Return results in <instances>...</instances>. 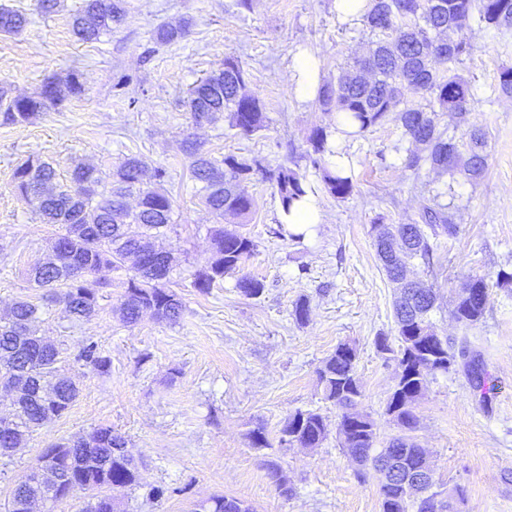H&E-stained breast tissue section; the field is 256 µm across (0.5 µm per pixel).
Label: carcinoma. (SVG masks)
Returning a JSON list of instances; mask_svg holds the SVG:
<instances>
[{"mask_svg": "<svg viewBox=\"0 0 512 512\" xmlns=\"http://www.w3.org/2000/svg\"><path fill=\"white\" fill-rule=\"evenodd\" d=\"M478 14L484 27L503 35L512 30V0H372L363 22L377 36L369 56L354 62L334 79L323 81L318 102L323 112H338L352 133L361 134L395 115L402 135L415 150L405 160L407 168L418 174L432 170L459 173L470 182L479 179L487 168L486 134L469 129L468 115L474 88L456 72L461 57L472 47L466 38L447 41L443 35L460 27L463 20ZM124 0H84L72 20V33L82 41L98 40L122 23ZM29 23L18 10L0 7V34L20 31ZM189 24L161 25L154 40L170 44L182 40ZM247 73L234 56L224 58L219 71L205 77L189 92L188 107L194 124H214L229 119V127L242 137H250L264 128L265 116L260 101L246 91ZM409 90L421 94L423 102L412 104L405 99ZM85 91L82 74L70 71L65 77L50 76L30 95H14L0 85V125L23 126L40 114L56 110L73 96ZM448 113L455 127L465 128L459 139L440 126L438 113ZM332 127L317 126L308 137L309 158L322 171L327 191L344 198L353 190L352 178L337 172L326 156ZM189 162L192 178L200 184L201 204L216 219L207 228L212 256L208 265L192 274L191 284L207 293L224 277L239 272L254 253L256 244L249 236L224 230V215L247 218L255 208L248 184L255 175L273 184L281 209L289 212L312 192L305 177L288 166L266 169L251 165L233 154L219 158L189 138L181 145ZM13 178L22 201L42 223L59 224L51 253L29 272L35 287L45 289V301L59 302L76 320L90 319L105 310L103 293L107 284L97 280V273L109 267L125 268L132 261L131 274L120 282L123 288L116 307L120 320L135 325L149 312L159 321L172 322L180 317L183 305L171 289V276L178 257L162 245L167 234L175 231L173 204L164 189L170 179L167 167H148L137 156H130L110 171L70 163L65 178H58L55 163L29 157L14 170ZM138 198L137 206L127 203ZM380 228L375 242L377 255L387 278L403 282L400 296L393 305L396 339L399 349L381 335L375 345L383 354L392 355L403 375L387 402V414L403 430H413L418 422L415 405L427 390L429 379L438 371H448V362L462 359L471 381L485 387L481 364L470 359V341L463 336L450 342L438 336L429 319L436 302L433 285L423 279L405 280V265L418 261L424 272L434 266V247L430 238L457 235L458 225L452 215L435 203L423 205L420 222L414 224L372 225ZM235 287L246 296L264 290L262 281L248 276L236 280ZM478 289L467 300H460L452 314L464 329L477 324L484 316L488 282L473 277L466 284ZM48 307L31 300L14 304L10 316L0 320V384L19 388L14 400L11 426L0 430V457L24 447L37 429L61 418L79 396L73 379L59 368L61 349L44 341L39 324ZM418 337L424 347L443 352L442 364L428 365L421 350L406 345L408 337ZM80 357L96 370L106 372L111 360L97 352L95 343L86 344ZM356 361L343 352L342 346L325 359L318 369L319 383L326 399L345 409L337 425L342 447L351 451L361 466L380 470L381 463L396 461L415 467L427 459L424 449L411 437L399 435L377 448L376 423L366 414L351 413L362 396L356 375ZM290 438L304 448H315L327 438L324 417L315 411L297 410L285 421L280 439ZM60 468V493L52 497L50 509L66 500L65 491H98L94 503L83 512H115L121 496L138 482V469L128 452L124 435L110 426L98 427L86 436L57 442L46 448L39 461ZM268 475L280 494L290 496L293 489L281 465L274 459L266 463ZM404 476L380 485L381 512H427V501L399 485ZM438 482L430 479L426 490L436 500V512H456L451 500L440 498ZM48 490L38 483L19 482L12 490L7 512H26L21 504L43 500ZM201 512H253L251 506L227 496H217L201 504Z\"/></svg>", "mask_w": 512, "mask_h": 512, "instance_id": "1", "label": "carcinoma"}]
</instances>
